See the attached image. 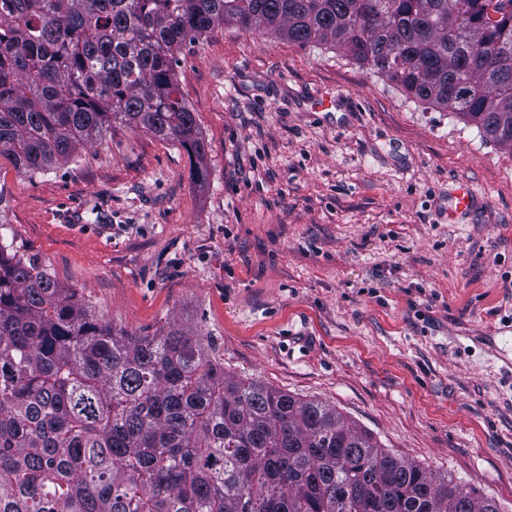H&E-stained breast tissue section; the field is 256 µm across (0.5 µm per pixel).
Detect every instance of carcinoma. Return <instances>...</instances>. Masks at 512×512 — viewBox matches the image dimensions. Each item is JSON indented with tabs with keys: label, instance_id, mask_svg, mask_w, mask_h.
<instances>
[{
	"label": "carcinoma",
	"instance_id": "obj_1",
	"mask_svg": "<svg viewBox=\"0 0 512 512\" xmlns=\"http://www.w3.org/2000/svg\"><path fill=\"white\" fill-rule=\"evenodd\" d=\"M218 26L329 45L512 147V0H0V155L116 125L206 147L176 74ZM0 512H499L336 407L229 375L177 322L96 319L0 237Z\"/></svg>",
	"mask_w": 512,
	"mask_h": 512
}]
</instances>
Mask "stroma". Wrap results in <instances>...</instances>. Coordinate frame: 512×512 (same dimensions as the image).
I'll return each instance as SVG.
<instances>
[{
    "label": "stroma",
    "mask_w": 512,
    "mask_h": 512,
    "mask_svg": "<svg viewBox=\"0 0 512 512\" xmlns=\"http://www.w3.org/2000/svg\"><path fill=\"white\" fill-rule=\"evenodd\" d=\"M207 144L119 126L0 156V236L104 322L176 319L226 373L325 401L512 512V150L332 47L219 28L176 69ZM481 204L446 220L456 182Z\"/></svg>",
    "instance_id": "stroma-1"
}]
</instances>
